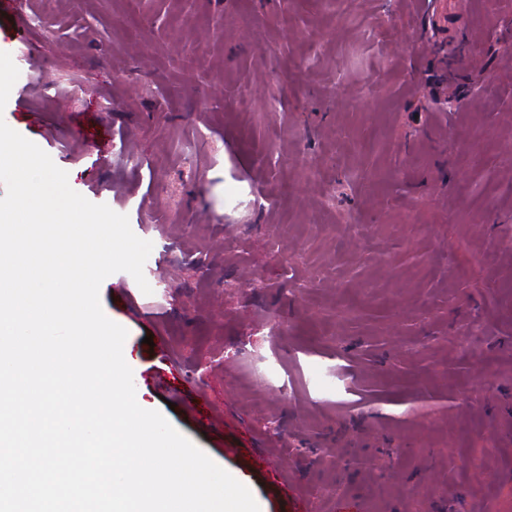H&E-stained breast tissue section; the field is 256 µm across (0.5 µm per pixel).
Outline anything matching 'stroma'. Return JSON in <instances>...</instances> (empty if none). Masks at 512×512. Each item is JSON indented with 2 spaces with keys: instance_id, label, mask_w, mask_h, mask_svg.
<instances>
[{
  "instance_id": "obj_1",
  "label": "stroma",
  "mask_w": 512,
  "mask_h": 512,
  "mask_svg": "<svg viewBox=\"0 0 512 512\" xmlns=\"http://www.w3.org/2000/svg\"><path fill=\"white\" fill-rule=\"evenodd\" d=\"M21 23L11 128L153 244L100 287L139 397L261 512H512V0Z\"/></svg>"
}]
</instances>
